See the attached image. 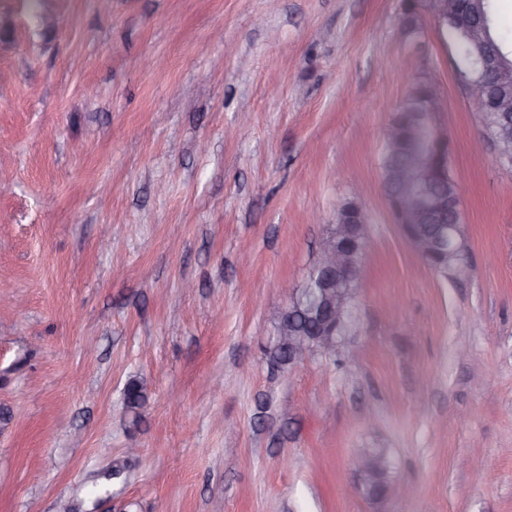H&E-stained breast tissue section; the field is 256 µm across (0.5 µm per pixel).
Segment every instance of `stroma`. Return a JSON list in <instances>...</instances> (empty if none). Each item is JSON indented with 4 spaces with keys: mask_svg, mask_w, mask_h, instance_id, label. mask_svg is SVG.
<instances>
[{
    "mask_svg": "<svg viewBox=\"0 0 512 512\" xmlns=\"http://www.w3.org/2000/svg\"><path fill=\"white\" fill-rule=\"evenodd\" d=\"M419 23L416 49L403 0H0V512H512V170ZM424 71L468 228L448 276L379 162ZM360 183L355 324L276 368L280 284ZM368 448L405 496L344 492Z\"/></svg>",
    "mask_w": 512,
    "mask_h": 512,
    "instance_id": "35a3bbf8",
    "label": "stroma"
}]
</instances>
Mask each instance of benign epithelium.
Wrapping results in <instances>:
<instances>
[{
    "label": "benign epithelium",
    "mask_w": 512,
    "mask_h": 512,
    "mask_svg": "<svg viewBox=\"0 0 512 512\" xmlns=\"http://www.w3.org/2000/svg\"><path fill=\"white\" fill-rule=\"evenodd\" d=\"M458 0H427V6L436 27L444 28V20L451 18L472 34L480 45L493 44L487 24L475 23L471 16H479L478 2L468 0L469 16L455 12ZM484 78L476 84L468 82L466 88L477 106L484 112L498 116L505 125L512 126V56L494 48L484 54ZM424 92L418 98V112L414 114L409 130L404 134L387 131V138L400 140L410 154L416 153L418 134L426 129L430 133L425 167L411 162L399 171L395 188L385 190L395 223L398 224L406 243L420 256L441 254L448 244L457 242L458 225L449 222L460 213V199L444 195H424L418 183L430 178L446 179L450 168L451 152L448 151V134L437 125L435 114L439 111V87L433 74L418 78ZM486 143L497 161L512 168V134L489 136ZM361 192L338 210L337 222L329 225L315 265L320 271V315L314 333L306 334L296 326L284 328L275 336L271 348L288 352V368L301 365L313 353L330 354L342 339L340 330L354 322L352 303L354 287L359 280V266L351 260L357 250L351 244H365L369 234L367 212L358 201ZM421 224H432L435 233L425 235L418 230ZM359 484L372 492L379 480L380 463L368 455H360L356 464Z\"/></svg>",
    "instance_id": "7a95c632"
}]
</instances>
